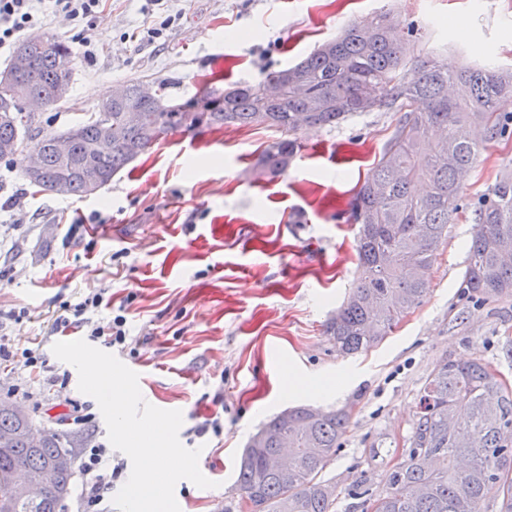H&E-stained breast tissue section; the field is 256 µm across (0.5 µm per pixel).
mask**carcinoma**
Here are the masks:
<instances>
[{
	"label": "carcinoma",
	"instance_id": "1",
	"mask_svg": "<svg viewBox=\"0 0 512 512\" xmlns=\"http://www.w3.org/2000/svg\"><path fill=\"white\" fill-rule=\"evenodd\" d=\"M391 10L347 25L297 63L270 69L257 81L227 89L206 87L188 98L172 93L174 79L124 85L119 102L101 103L71 127L38 125L20 100L0 95V161L22 164L18 146L35 135L41 175L22 179L51 195L99 190L161 141L160 133L266 125L288 138L265 148L261 168L283 170L302 148L305 127H334L357 112H397L399 117L373 177L348 202L347 221L358 225V277L325 333L343 355L377 346L411 312L431 286V268L448 225L465 215L478 230L469 247L461 288L484 301L512 298V171L475 201H464L465 177L481 150L512 143V67L458 65L448 56L421 53L398 35ZM22 90L47 105L65 99L73 81V52L50 33L31 36ZM136 112L155 115L135 123ZM108 153H96L107 125ZM72 134L66 153L55 141ZM350 423L346 409H288L250 439L239 466L240 512H335L336 486L322 473L341 448ZM32 416L0 409V512H63L57 493L36 499L15 495L6 479L17 470L45 468L78 440L48 428L30 442ZM288 435L295 478L284 483L272 466ZM383 488L364 489L366 512H512V384L489 362H455L444 355L420 392L412 430Z\"/></svg>",
	"mask_w": 512,
	"mask_h": 512
}]
</instances>
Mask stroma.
Here are the masks:
<instances>
[{
  "label": "stroma",
  "instance_id": "obj_1",
  "mask_svg": "<svg viewBox=\"0 0 512 512\" xmlns=\"http://www.w3.org/2000/svg\"><path fill=\"white\" fill-rule=\"evenodd\" d=\"M388 1L402 23L425 30L429 46L468 63L512 65V0H171L151 11L146 0H106L97 18H48L45 32L73 51L74 76L66 99L40 111L41 125L65 128L144 76L178 79L181 94L206 80H258ZM156 26L161 36L142 40ZM397 118L365 112L332 129L301 130L302 150L274 177L257 167L278 136L264 126L172 135L86 197L33 192L16 164L0 161V204L22 196L13 223L0 226V335L15 350L40 345L54 372H68L73 399L34 396L26 406L35 422L107 441L76 369L51 355L63 339L54 330L61 301L105 288L112 305L95 319L127 318L126 346L113 355L138 373L146 402L181 411L179 439L200 449V470L213 482L179 481L180 512H232L250 436L301 404L350 409L324 476L336 485V512H361L356 485L366 478L381 489L436 359L480 357L512 381V298L477 305L460 288L475 232L469 221L449 226L424 303L379 346L344 358L324 334L357 276L347 203ZM511 159L512 144L483 150L467 198L485 193ZM87 224L105 231L86 235ZM79 412L91 421L74 423Z\"/></svg>",
  "mask_w": 512,
  "mask_h": 512
}]
</instances>
